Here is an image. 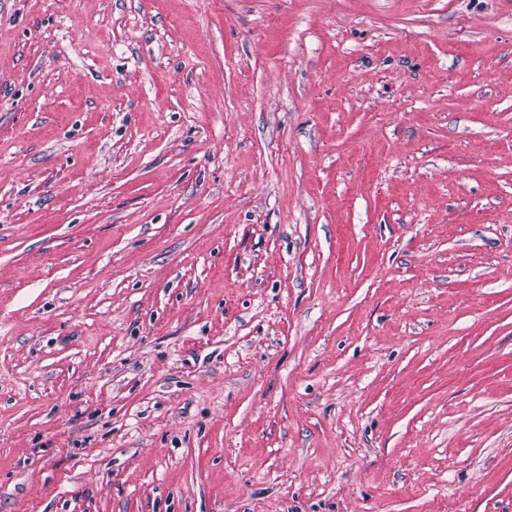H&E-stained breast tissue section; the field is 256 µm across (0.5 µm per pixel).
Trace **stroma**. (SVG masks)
<instances>
[{
  "mask_svg": "<svg viewBox=\"0 0 512 512\" xmlns=\"http://www.w3.org/2000/svg\"><path fill=\"white\" fill-rule=\"evenodd\" d=\"M0 512H512V0H0Z\"/></svg>",
  "mask_w": 512,
  "mask_h": 512,
  "instance_id": "stroma-1",
  "label": "stroma"
}]
</instances>
